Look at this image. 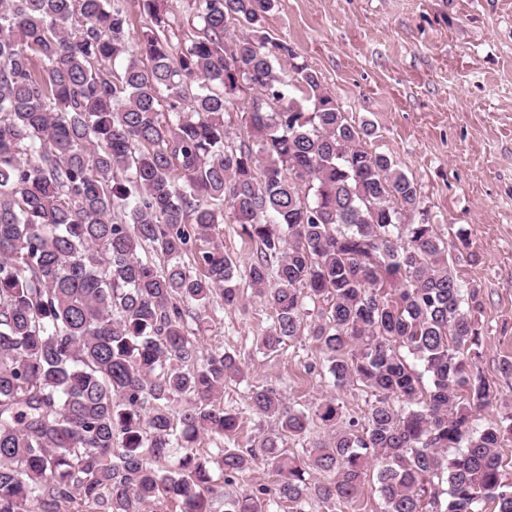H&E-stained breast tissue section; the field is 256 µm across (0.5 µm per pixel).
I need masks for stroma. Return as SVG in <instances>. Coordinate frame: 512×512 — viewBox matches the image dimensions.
<instances>
[{
	"mask_svg": "<svg viewBox=\"0 0 512 512\" xmlns=\"http://www.w3.org/2000/svg\"><path fill=\"white\" fill-rule=\"evenodd\" d=\"M266 30L320 74L353 123L373 126L369 147L417 182L457 277L478 291L480 367L512 401V377L498 371L512 357V0H276ZM238 285L243 307L210 311L200 341L246 366L223 397L241 416L240 446L277 428L249 406L257 384L275 386L300 409L334 394L345 418L363 419L370 390L334 389L320 342L302 336L273 355L257 350L272 311L246 279Z\"/></svg>",
	"mask_w": 512,
	"mask_h": 512,
	"instance_id": "obj_1",
	"label": "stroma"
}]
</instances>
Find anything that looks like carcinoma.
Masks as SVG:
<instances>
[{
	"mask_svg": "<svg viewBox=\"0 0 512 512\" xmlns=\"http://www.w3.org/2000/svg\"><path fill=\"white\" fill-rule=\"evenodd\" d=\"M165 3L139 0L133 49L112 0H0V512H336L369 472L384 512H512V413L476 424L499 391L448 240L408 220L417 183L264 33L273 0H194L201 32L177 41ZM228 222L257 246L242 269ZM241 276L273 312L259 349L321 342L333 386L375 396L364 421L253 385L277 430L236 443L222 398L244 366L198 336ZM307 298L324 322L303 325ZM316 422L328 435L289 454ZM261 466L271 485L224 496ZM252 95V93H249ZM249 94H243V97H240L238 101L234 104V110L229 112L230 119V133H231V142L232 145H239L240 141L246 138V128L245 125L241 121V112L248 106V98Z\"/></svg>",
	"mask_w": 512,
	"mask_h": 512,
	"instance_id": "carcinoma-1",
	"label": "carcinoma"
}]
</instances>
